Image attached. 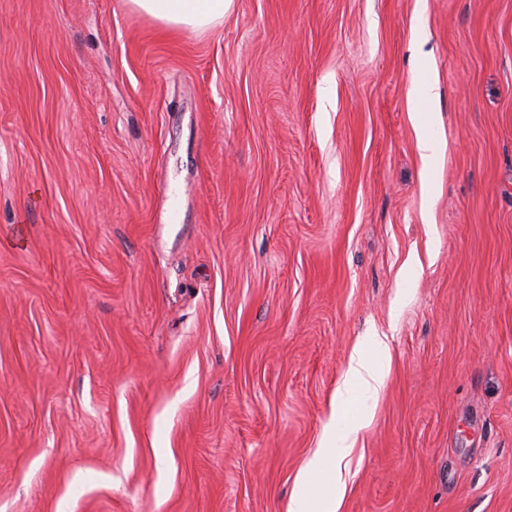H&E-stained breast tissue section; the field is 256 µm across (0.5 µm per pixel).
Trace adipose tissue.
<instances>
[{"instance_id":"1","label":"adipose tissue","mask_w":512,"mask_h":512,"mask_svg":"<svg viewBox=\"0 0 512 512\" xmlns=\"http://www.w3.org/2000/svg\"><path fill=\"white\" fill-rule=\"evenodd\" d=\"M140 13L166 29L201 30L223 21L233 0H129ZM388 346L374 336L354 348L344 374V389L374 393L386 376ZM353 398L339 397L333 415L343 423L342 431H329L316 455L309 461L306 474L293 499L290 512H327L336 504V491L343 488L340 460L355 442L360 417L355 414Z\"/></svg>"}]
</instances>
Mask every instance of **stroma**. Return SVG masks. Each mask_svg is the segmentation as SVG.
<instances>
[{
    "label": "stroma",
    "instance_id": "stroma-1",
    "mask_svg": "<svg viewBox=\"0 0 512 512\" xmlns=\"http://www.w3.org/2000/svg\"><path fill=\"white\" fill-rule=\"evenodd\" d=\"M374 332L337 512H512V0H0V512H288ZM233 0H129L165 29L201 30L223 21ZM388 363V346L380 336H372L351 353L344 374L343 389L355 388L363 393H375L383 385Z\"/></svg>",
    "mask_w": 512,
    "mask_h": 512
}]
</instances>
